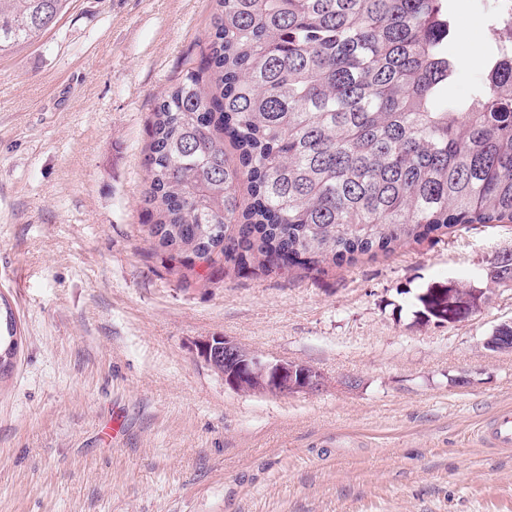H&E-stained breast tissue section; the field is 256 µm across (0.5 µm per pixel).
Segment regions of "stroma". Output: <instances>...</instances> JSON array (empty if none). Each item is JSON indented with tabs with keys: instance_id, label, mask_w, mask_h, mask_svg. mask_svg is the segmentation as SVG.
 Returning <instances> with one entry per match:
<instances>
[{
	"instance_id": "stroma-1",
	"label": "stroma",
	"mask_w": 512,
	"mask_h": 512,
	"mask_svg": "<svg viewBox=\"0 0 512 512\" xmlns=\"http://www.w3.org/2000/svg\"><path fill=\"white\" fill-rule=\"evenodd\" d=\"M456 73L482 84L490 0H448ZM214 0H69L0 55V295L21 338L0 381V512H512V288L469 320L418 295L484 286L512 224L352 266L190 271L145 242L160 98L197 66ZM228 337L313 366L312 395L236 391L199 352ZM479 436L483 442L492 448H511L512 418L495 416L481 428Z\"/></svg>"
}]
</instances>
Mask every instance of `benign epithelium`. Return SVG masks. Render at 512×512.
I'll return each mask as SVG.
<instances>
[{"mask_svg": "<svg viewBox=\"0 0 512 512\" xmlns=\"http://www.w3.org/2000/svg\"><path fill=\"white\" fill-rule=\"evenodd\" d=\"M484 288L470 286L469 295L462 298L459 287L448 283L447 292L440 295L441 308L448 309V323L454 324L481 313L492 301L493 294L500 287L512 288V280L497 281L486 277ZM211 352L224 356V366H231L243 373V378L260 385V389L275 396L294 397L320 391L326 384V377L307 365L290 363H269L252 355L233 341L219 336L217 343L207 339Z\"/></svg>", "mask_w": 512, "mask_h": 512, "instance_id": "1", "label": "benign epithelium"}]
</instances>
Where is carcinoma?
Instances as JSON below:
<instances>
[{"mask_svg":"<svg viewBox=\"0 0 512 512\" xmlns=\"http://www.w3.org/2000/svg\"><path fill=\"white\" fill-rule=\"evenodd\" d=\"M65 2L0 0V53L50 28ZM216 2L199 66L153 112L144 232L171 260L322 271L512 224V48L458 103L445 0ZM493 277H512V252ZM0 304L1 379L19 343Z\"/></svg>","mask_w":512,"mask_h":512,"instance_id":"carcinoma-1","label":"carcinoma"}]
</instances>
